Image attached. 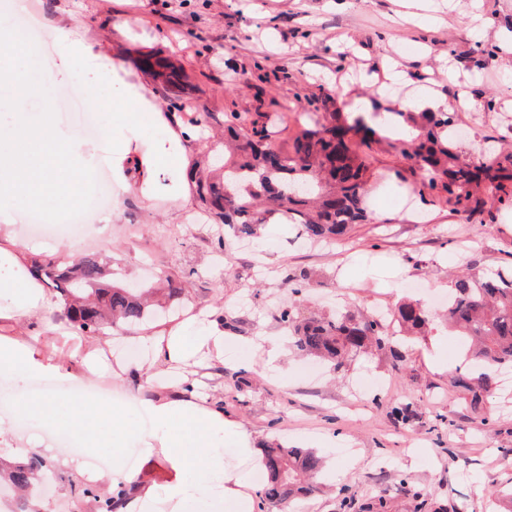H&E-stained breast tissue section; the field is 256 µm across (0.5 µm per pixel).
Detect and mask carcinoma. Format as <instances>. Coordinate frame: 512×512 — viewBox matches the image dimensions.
<instances>
[{
  "label": "carcinoma",
  "mask_w": 512,
  "mask_h": 512,
  "mask_svg": "<svg viewBox=\"0 0 512 512\" xmlns=\"http://www.w3.org/2000/svg\"><path fill=\"white\" fill-rule=\"evenodd\" d=\"M397 116L411 128L408 137L397 140L400 152L419 162L423 187L433 190L442 185L448 201L470 211L480 201L472 198L469 187L485 186L493 194V203L480 213L491 222L501 208L512 205L507 186L512 180V151L499 154L491 164L462 162L453 151L448 118L434 112H399ZM227 132L230 139L224 141L220 167L192 164L191 202L230 226L236 237L251 241L264 224L286 216L306 240L334 242L367 220L366 166L336 141L338 133H361L365 140L378 135L363 117L303 129L293 141L292 152L279 161L271 158L276 149L266 143L265 130L249 135L230 124ZM32 268L45 287L62 296L67 318L86 335H100L118 322L138 326L158 312L149 301L150 291L107 281L104 265L94 254L65 266L36 260ZM293 311L290 301L281 309V319L291 328L296 346L333 362L338 370L350 356L367 348L382 350L393 340L380 322L349 311L301 323ZM446 316L448 327L467 344L468 358L481 367L479 372L459 371L452 379L477 409L495 389L493 373L512 365V270L456 277ZM398 323L407 330H421L428 323V312L418 303H405L398 308ZM263 454L269 473L263 490L267 501L283 503L314 491L313 480L322 468V459L314 452L273 443ZM54 477L52 466L36 456L0 472V482L16 494L15 512H29L27 493L32 483L47 486ZM80 495L92 498L97 512H118L127 491L101 497L85 487Z\"/></svg>",
  "instance_id": "carcinoma-1"
}]
</instances>
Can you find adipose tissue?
<instances>
[{
    "mask_svg": "<svg viewBox=\"0 0 512 512\" xmlns=\"http://www.w3.org/2000/svg\"><path fill=\"white\" fill-rule=\"evenodd\" d=\"M55 30L67 48L60 72L25 73L14 84V101H21L26 93L37 95L44 111L35 121L20 117L11 133L0 138V180H9L19 192L50 202L56 212L68 205L77 190L75 173L100 155L112 167L116 193L125 194L130 188L126 165L133 160L132 146L141 131L133 119L141 116L163 128L151 152L138 160L143 198L178 189L187 171L182 161V136L165 128L147 87L126 82L122 64L105 47L73 40L63 20H56ZM91 68L111 78L118 89L102 140L65 135L47 138L53 125L51 90L63 86L65 75ZM10 227L11 215L0 203V298L7 300L0 305V320L33 318L58 306L59 301L30 275L28 254L15 243ZM136 342L152 350L153 363L147 366L131 357L120 372L161 384L163 396L142 404L148 425L140 441L144 454L162 459L174 478L162 487L141 482L137 471L125 464L127 450L122 443L126 429L120 423V410L113 404L96 405L97 418L113 419L111 435L86 428L81 434L93 446L112 443L108 479L113 487L128 492L120 512H255L265 472L260 449L240 422L199 400L194 384L184 374L188 361L202 351L249 364V344L227 334L216 315L165 336L137 337ZM47 372L66 378L75 375L72 367L41 361L30 348L0 344V377H37Z\"/></svg>",
    "mask_w": 512,
    "mask_h": 512,
    "instance_id": "ef3b65f1",
    "label": "adipose tissue"
}]
</instances>
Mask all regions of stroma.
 I'll list each match as a JSON object with an SVG mask.
<instances>
[{
    "mask_svg": "<svg viewBox=\"0 0 512 512\" xmlns=\"http://www.w3.org/2000/svg\"><path fill=\"white\" fill-rule=\"evenodd\" d=\"M71 25L78 39L109 41L129 82L144 83L172 130L187 129L194 114L207 137L185 143L187 159L218 151L214 137L237 115L243 130L265 127L269 143L288 151L313 120L347 116L369 104L380 112L388 100L383 55L405 59L407 91L429 85L445 101L467 92L470 112L450 118L467 135L459 151L492 162L497 149L512 147V0H81ZM60 43L0 51V69L36 61L56 71ZM161 60L179 74L170 91ZM452 74H445V67ZM351 150L366 165L368 219L342 241L310 247L285 228L262 229L255 243L197 215L180 195L150 200L137 190L113 197L112 221L91 225L87 235L30 236L24 229L34 201L11 204L14 233L30 259L67 262L99 255L114 281L147 287L170 275L183 292L172 315L96 336L102 369L85 383L125 400L131 468L157 485L171 478L166 464L145 459L135 435L146 419L140 400L158 395L155 385L117 378V364L136 345L212 311L242 340L259 344L253 367L201 357L190 366L209 402L240 421L256 446L272 438L314 449L324 460L319 488L296 502L295 512H343L338 490L348 486L354 512H512V393L499 390L485 409L471 408L449 383L451 371L467 368V348L448 330L441 313L452 278L473 269L490 272L512 262V210L496 223L448 204L444 191L422 187L415 161L393 141L352 138ZM314 281L296 301L298 317L333 315L346 309L396 312L418 299L433 317L425 331L399 338L386 349L361 354L341 369L316 361L288 344L280 307L291 300L300 274ZM0 338L35 343L42 355L77 365L72 346L80 338L63 307L17 323L1 321ZM287 342L283 372L264 365L271 340ZM409 406L414 419L398 422L395 408ZM444 424H436V417ZM25 430L0 415V457L39 455L57 472L48 512H90L76 496L90 486L109 492L103 469L90 457L72 455L54 442V431L76 433L78 424L47 425L28 417Z\"/></svg>",
    "mask_w": 512,
    "mask_h": 512,
    "instance_id": "stroma-1",
    "label": "stroma"
}]
</instances>
